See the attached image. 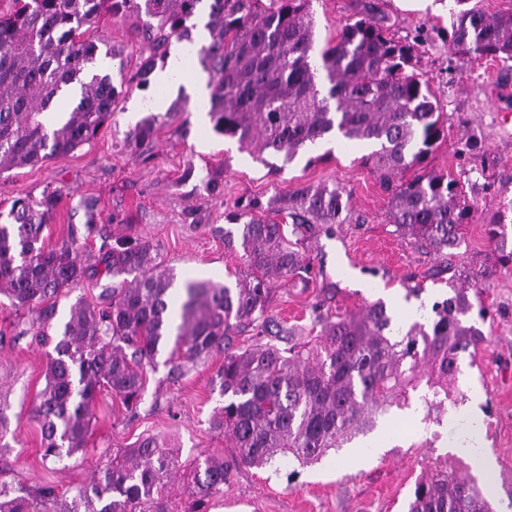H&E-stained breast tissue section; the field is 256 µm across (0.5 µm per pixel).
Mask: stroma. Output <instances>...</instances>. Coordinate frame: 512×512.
Masks as SVG:
<instances>
[{"mask_svg":"<svg viewBox=\"0 0 512 512\" xmlns=\"http://www.w3.org/2000/svg\"><path fill=\"white\" fill-rule=\"evenodd\" d=\"M452 6V0H433L416 11L403 8L400 0L312 2L318 41L372 10L395 39L416 43L417 69L430 78L448 117V137L428 157V169L464 172L470 180L494 184V193L476 197L465 238L451 254L417 248L389 224V195L361 164L367 152L363 146L337 143L328 159L305 153L273 176L234 140L217 135L189 111L154 143L128 149L126 132L162 91L153 83L137 84L136 36L128 24L109 17L99 21L93 34L122 52V65L108 68L122 87L114 115L90 144L0 174V204L6 206L18 197L61 191L57 215L46 230L50 246L66 242L69 229H83L85 203L92 199L104 231L150 241L177 279L190 276L231 286L245 266L241 249L224 244L226 208L253 199H284L302 184L342 187L349 195L345 223L298 245L314 271L309 283L284 282L273 289L267 338L282 348L314 338V309L336 316L381 300L403 314L406 291L417 285L432 301L446 294L449 284L472 287L491 311V320L481 325L486 341L475 360H462L454 383L458 403L447 407L443 421L429 417L419 392H412L406 408L380 418V426L393 428L382 446L368 448L358 439L313 465L233 468L211 498L209 512H405L423 471L460 464V456L448 448V422L474 406L482 416L485 450L494 461L490 500L497 510L504 505L512 510V270L499 266L484 231L512 208V123L500 120L501 113L512 112V67L449 46ZM465 138L478 143L467 155L460 152ZM190 163L197 175L183 178ZM208 171L221 174L223 197L203 190L199 177ZM111 289V278L94 276L61 290L52 335L61 334L74 303L102 305ZM32 318L31 311L16 309L0 296V486L50 484L68 501L130 444L154 436L178 454L181 469L169 489L185 512L194 460L219 455L229 461L235 455L223 430L213 425L222 399L211 380L224 362L223 350L176 381L170 380L164 359H157L145 370L137 411H126L110 393L100 392L84 448L58 462L41 456L35 413L54 345L39 342L30 331Z\"/></svg>","mask_w":512,"mask_h":512,"instance_id":"stroma-1","label":"stroma"}]
</instances>
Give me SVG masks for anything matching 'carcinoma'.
<instances>
[{
  "label": "carcinoma",
  "instance_id": "obj_1",
  "mask_svg": "<svg viewBox=\"0 0 512 512\" xmlns=\"http://www.w3.org/2000/svg\"><path fill=\"white\" fill-rule=\"evenodd\" d=\"M209 2L207 43L188 49L209 73L215 133L236 140L274 174L307 145L334 134L371 151L362 164L390 195L389 222L438 253L460 246L472 207L461 180L444 172L400 175L421 165L445 136V118L425 74L415 69L416 49L394 40L368 13L345 24L314 55L310 0H12L0 12V173L38 164L94 140L112 117L120 91L108 74L92 72L121 52L91 37L98 20H135L139 35L136 78L148 85L165 66L171 39L196 27L199 5ZM449 42L467 54L512 62V10L488 13L480 0H456ZM79 86L72 104L62 96ZM181 116L179 108L146 113L126 136L133 150L154 142ZM282 160L277 164L276 160ZM61 193L19 197L0 211V294L35 312L36 335L49 336L56 303L45 304L87 274L112 278L106 305L71 306L46 367L37 415L42 456L62 458L84 447L97 393L106 389L133 410L144 396V369L161 350L171 375L225 346L229 336L265 327L272 287L307 282L311 265L286 238L284 225L263 217L276 201L253 199L224 215L237 232L247 267L230 287L187 279L175 292L174 274L161 266L151 242L100 235L98 253L83 259L77 240L44 244ZM292 234L331 229L345 221L348 198L336 186L301 185L288 198ZM486 234L499 264L512 268L504 225ZM468 291L448 282V295L424 321L408 328L379 300L360 312L331 319L316 314L317 341L280 348L260 340L224 352L212 380L224 397L215 423L235 448L239 466L263 468L283 461L321 460L373 431L397 397L425 384L427 411H444L448 385L463 355L486 341L471 320ZM178 459L149 437L105 464L90 486L60 506L53 485L34 491L0 488V512H177L166 493ZM229 465L207 456L192 470V512H206L224 486ZM407 512H494L475 480L452 467L428 471L415 485Z\"/></svg>",
  "mask_w": 512,
  "mask_h": 512
}]
</instances>
